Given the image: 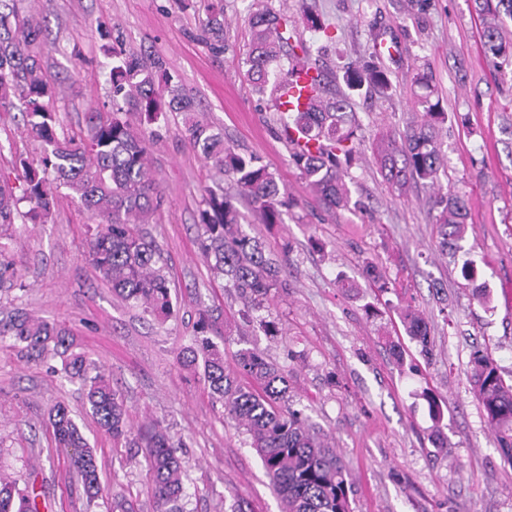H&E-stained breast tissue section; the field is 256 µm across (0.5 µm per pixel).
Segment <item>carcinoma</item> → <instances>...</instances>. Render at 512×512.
<instances>
[{"label": "carcinoma", "mask_w": 512, "mask_h": 512, "mask_svg": "<svg viewBox=\"0 0 512 512\" xmlns=\"http://www.w3.org/2000/svg\"><path fill=\"white\" fill-rule=\"evenodd\" d=\"M18 0H0V109L17 98L25 105L26 130L44 145L35 166L19 155L13 166L22 183L13 188L0 183V229L18 217L47 222L55 209L53 186L64 187L91 211L99 222L88 243L91 261L112 291L132 307H141L155 321L165 323L174 304L165 263L154 241L138 234L136 224H150L163 204L159 184L152 175L147 130L134 127L126 113H139L143 125L155 123L163 112L184 113L188 139L219 175L216 187L206 191L205 208L199 211L202 255L213 273L227 279L226 287L245 300L240 318L251 322L252 310L288 286L278 259L267 254L264 244L241 227L243 216L235 197L247 200L263 224H282L295 203L268 167L253 154L224 144V137L198 116L191 99L172 84L166 62L155 57L148 64L112 41V32H100L109 58L112 111L88 113V138L75 139L58 133V115L51 106L54 88L46 80L40 31L31 15L17 6ZM475 11L486 20L482 37L497 59L512 64V41L505 40L499 18L512 19V0H474ZM208 13L205 40L215 51L224 50V0H205ZM253 37L245 56L246 75L266 104L277 112L280 128L297 129L305 138L302 147L290 146L291 163L309 182L321 204L359 211L362 203L351 198L346 183L363 139L350 119L352 98L331 94L325 71L312 62L310 50L288 15L268 6L251 17ZM309 78L297 86L298 99L306 97V109L279 111L277 93L285 76ZM343 80L352 92L364 89L383 95L392 89L390 70L380 62L348 66ZM413 84L415 111L422 121L403 132L389 131L372 143L384 180L392 191L403 194L408 184L433 190L430 212L436 224L442 255L459 248L465 236L468 202L455 192H442L439 174L444 165L439 129L447 119L430 75L417 72ZM236 187L232 195L224 180ZM28 210L20 211V204ZM22 288L16 263L0 253V288ZM212 314L200 312L199 335L177 354L183 367L203 366L204 379L224 413L250 438L265 469L282 512H352L350 475L336 448L291 408L288 372L251 348L237 351L235 367L224 362V345L207 335ZM411 338L425 344L428 328L414 312L404 318ZM69 333L57 324L36 319L21 310L0 321V340L8 338L30 361L45 354L62 358L69 380L81 383L91 416L114 438L126 433V409L118 390L100 366L82 353L70 351ZM470 382L487 425L495 434L499 451L512 463V384L506 382L495 360L477 351ZM55 440L71 448L70 468L81 481L87 502L102 496L94 449L84 437L66 406L58 403L48 412ZM144 462L152 477L158 512H183L188 497L187 474L177 456L179 445L160 423L140 432ZM39 494L22 492L17 479L0 473V512H39Z\"/></svg>", "instance_id": "obj_1"}]
</instances>
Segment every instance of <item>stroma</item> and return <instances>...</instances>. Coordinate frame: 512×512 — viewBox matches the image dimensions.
Wrapping results in <instances>:
<instances>
[{
	"label": "stroma",
	"instance_id": "obj_1",
	"mask_svg": "<svg viewBox=\"0 0 512 512\" xmlns=\"http://www.w3.org/2000/svg\"><path fill=\"white\" fill-rule=\"evenodd\" d=\"M301 19L318 15L326 32L302 29L313 61L333 90L344 91L342 66L374 52L372 34L394 42L389 96L358 98L354 116L365 144L350 170L363 210L329 211L289 161L273 111L245 77L254 0H224V50L200 35L202 0H19L40 26L43 59L54 85L53 107L71 134H83L88 112L109 102L102 73L101 29L143 61L162 57L170 74L226 144L259 156L296 202L281 224H262L246 201L244 229L277 255L288 279L261 317L277 322L269 336L243 323V303L204 261L197 226L215 170L195 153L181 113L156 127L152 170L164 206L155 223L139 225L167 262L175 315L158 324L114 295L91 263L86 242L96 226L79 200L60 197L45 224L17 219L1 238L24 267V289L0 292V306L19 307L65 326L74 350L102 367L118 389L132 431L148 421L180 440L192 496L187 512H280L261 461L242 428L225 417L202 371L184 369L179 349L195 334L198 312L216 310L232 326L226 364L253 348L284 366L293 406L335 445L350 473L353 512H512V465L498 449L470 383V361L489 350L512 376V65L494 67L471 0H267ZM431 71L448 114L442 129L443 189L464 195L469 216L464 247L484 282L485 299L461 265L436 248L430 190L411 185L392 195L371 144L379 132L420 121L413 109L417 68ZM21 105L0 112V180L14 179L10 160L38 159L40 142L23 126ZM375 266L393 285L380 294L366 275ZM354 282L344 290L343 282ZM430 331L428 350L407 336L406 309ZM60 359L29 362L0 342V470L33 475L40 512H110L111 496L137 512H156L152 481L132 439L113 440L88 412L78 384L50 374ZM443 411L444 448L430 438V401ZM64 403L95 448L110 494L88 504L67 477L48 409Z\"/></svg>",
	"mask_w": 512,
	"mask_h": 512
}]
</instances>
